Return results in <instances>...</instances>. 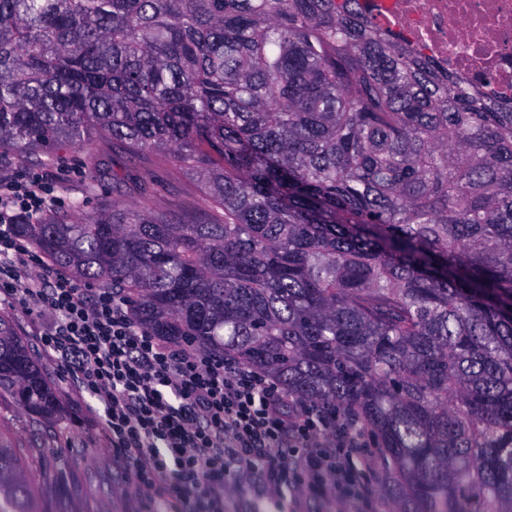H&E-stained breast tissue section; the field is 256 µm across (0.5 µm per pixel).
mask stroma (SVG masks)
<instances>
[{
  "mask_svg": "<svg viewBox=\"0 0 512 512\" xmlns=\"http://www.w3.org/2000/svg\"><path fill=\"white\" fill-rule=\"evenodd\" d=\"M126 179L113 186V172ZM149 175L165 185L160 193L143 195L141 175ZM17 177L47 181L55 211L68 209L77 199L85 207L100 204L104 197H115L148 214L179 215L190 220H214L213 211L198 181L171 166L159 156L128 169L126 154L108 137H100L93 155L59 151L42 160L20 158L13 150L0 149V180ZM0 317L7 319L25 342L35 363L56 388L65 414L47 422L31 415L9 398L0 399V432L20 448L25 460V478L34 485L42 512H139L140 500L128 495V481L112 459L111 442L103 430L89 429L82 411L89 396L77 395L69 380L58 376L54 361L44 357L38 347L35 327L20 308L0 304ZM357 484L367 487L368 498L324 497L292 487L281 492L285 512H382V469L376 457L358 464ZM222 512H276L271 495L258 476L234 477L224 491Z\"/></svg>",
  "mask_w": 512,
  "mask_h": 512,
  "instance_id": "obj_1",
  "label": "stroma"
}]
</instances>
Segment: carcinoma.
<instances>
[{
  "instance_id": "1",
  "label": "carcinoma",
  "mask_w": 512,
  "mask_h": 512,
  "mask_svg": "<svg viewBox=\"0 0 512 512\" xmlns=\"http://www.w3.org/2000/svg\"><path fill=\"white\" fill-rule=\"evenodd\" d=\"M102 135L218 221L114 198L15 225L166 340L367 431L386 512H512V112L362 0H0V145ZM64 413L0 318V397ZM0 439V512H40Z\"/></svg>"
}]
</instances>
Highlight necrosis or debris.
Instances as JSON below:
<instances>
[{
	"instance_id": "obj_1",
	"label": "necrosis or debris",
	"mask_w": 512,
	"mask_h": 512,
	"mask_svg": "<svg viewBox=\"0 0 512 512\" xmlns=\"http://www.w3.org/2000/svg\"><path fill=\"white\" fill-rule=\"evenodd\" d=\"M376 12L448 73L512 104V0H378Z\"/></svg>"
}]
</instances>
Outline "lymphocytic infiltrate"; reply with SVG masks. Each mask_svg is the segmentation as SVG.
<instances>
[{
  "label": "lymphocytic infiltrate",
  "instance_id": "lymphocytic-infiltrate-1",
  "mask_svg": "<svg viewBox=\"0 0 512 512\" xmlns=\"http://www.w3.org/2000/svg\"><path fill=\"white\" fill-rule=\"evenodd\" d=\"M46 204L40 183H0V302L41 320L42 350L90 395L84 413L110 437L148 512L223 505L231 468L274 492L294 478L312 494L354 493L355 462L370 455L360 435L308 406L289 413L265 373L155 336L111 289L46 262L13 229Z\"/></svg>",
  "mask_w": 512,
  "mask_h": 512
}]
</instances>
